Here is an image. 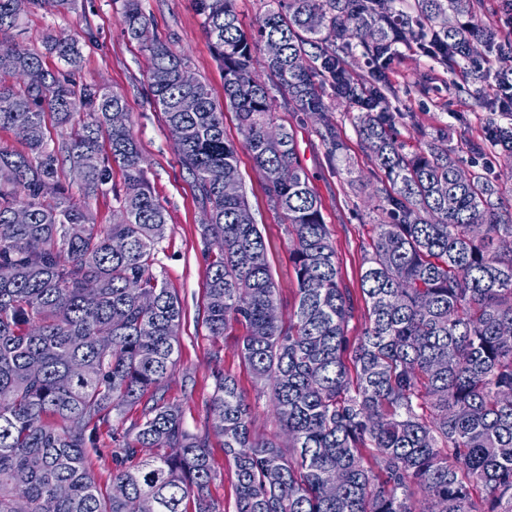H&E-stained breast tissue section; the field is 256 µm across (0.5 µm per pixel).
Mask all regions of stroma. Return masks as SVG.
Here are the masks:
<instances>
[{
    "label": "stroma",
    "mask_w": 512,
    "mask_h": 512,
    "mask_svg": "<svg viewBox=\"0 0 512 512\" xmlns=\"http://www.w3.org/2000/svg\"><path fill=\"white\" fill-rule=\"evenodd\" d=\"M122 4L123 0H77L74 9L67 12L37 8L24 17L22 37L37 45L48 34L76 36L83 47L78 81L109 87L125 97L150 190L167 212V233L159 246L155 271L178 294L184 311L178 330L176 370L165 384L166 396L181 406L191 431L209 432L211 456L221 472L220 478L211 483L209 494L224 505L226 512H233L234 469L224 457L221 438L211 433L206 419V404L213 393V366L221 365L234 375L247 400H258L254 423L257 435L271 437L280 434L281 427L268 398H257L256 381L242 364L232 338H211L203 325L207 283L197 193L180 175L176 145L162 113L146 95L149 61L123 33ZM142 6L153 29L189 58L192 69L209 84L216 101H223V74L191 0H142ZM484 71L482 93L474 95L472 70L449 74L444 64L426 56L411 41L398 47L389 102L400 114L396 128L407 149L426 145L440 132H447L448 149L469 169L490 180L494 201L512 211V178L505 176L504 160L496 156L484 134L485 122L494 109L500 67L492 59L485 63ZM330 117L345 143L343 154L333 163L327 159L313 122L300 121L296 113L285 110L275 115L277 124L296 133L302 163L322 201L343 284L358 299L362 296L361 274L373 226L371 218L364 215L365 193L357 179L369 175L373 164L348 113L339 107L331 110ZM239 169L255 220L269 244L273 278L283 299L293 301L296 281L288 261L287 227L269 209L263 178L247 152L239 154ZM188 375L193 378L189 386L184 383Z\"/></svg>",
    "instance_id": "1"
}]
</instances>
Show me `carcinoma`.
<instances>
[{"mask_svg": "<svg viewBox=\"0 0 512 512\" xmlns=\"http://www.w3.org/2000/svg\"><path fill=\"white\" fill-rule=\"evenodd\" d=\"M39 2L0 0V128L23 146L0 145V512H224L208 494L221 476L208 433L190 431L165 396L182 318L154 272L165 207L146 182L123 96L77 81L79 41L50 36L40 51L18 39ZM235 2L192 5L241 147L288 224L297 288L286 321L269 317L283 302L245 192L227 197L208 179L218 168L241 179L223 108L202 79L183 83L189 59L151 30L141 0H124L121 18L148 55V90L209 214L203 324L214 338L234 336L284 431L255 435L256 406L214 369L207 420L234 468V512H512V213L496 207L485 177L459 181L464 163L451 152L406 151L387 97L399 44L419 39L451 74L494 47L495 23L474 0H417L414 17L402 0H266L247 30ZM271 38L275 57L264 53ZM355 44L367 75L346 60ZM48 55L64 69H48ZM257 61L270 83L255 77ZM280 102L321 115L316 132L332 161L343 142L326 111L345 105L376 168L364 184L380 219L358 336L348 335L354 298L294 131L270 134ZM80 112L76 131L51 138L48 123L70 125ZM76 167L75 195L65 181ZM107 190L119 212L100 227L91 202ZM115 238L126 250H112ZM133 407L139 418L125 429ZM104 428L119 448L103 489L88 454Z\"/></svg>", "mask_w": 512, "mask_h": 512, "instance_id": "carcinoma-1", "label": "carcinoma"}]
</instances>
